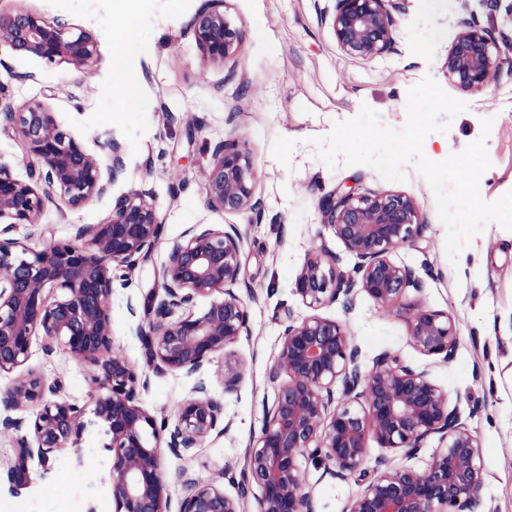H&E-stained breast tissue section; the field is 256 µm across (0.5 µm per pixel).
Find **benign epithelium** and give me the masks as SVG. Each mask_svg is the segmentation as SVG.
<instances>
[{"mask_svg":"<svg viewBox=\"0 0 512 512\" xmlns=\"http://www.w3.org/2000/svg\"><path fill=\"white\" fill-rule=\"evenodd\" d=\"M406 0H334L323 8L338 47L349 58L372 60L395 44L393 13ZM192 34L205 60L223 64L240 56L244 31L226 10V0H207L192 22ZM0 41L18 56L47 64L66 62L77 69L97 53L94 35L64 23H49L30 9L0 12ZM487 32L468 19L448 46L444 63L448 83L464 93L481 91L495 78L500 62ZM17 133L31 158V181H20L0 167V220L35 224L44 201L57 196L69 209L80 208L107 189L103 174L115 180L123 167L121 146L103 150L112 164L90 153L58 127L43 103L0 107V132ZM255 172L239 144L226 141L213 152L204 173L207 205L226 214L254 209ZM322 224L357 263L359 290L377 305L389 307L418 287L413 271L390 253L420 239L424 221L417 202L400 192L360 194L339 187L319 201ZM162 232L155 207L131 190L115 199L99 224H84L77 242H52L32 252L12 239H0V372L20 370L0 391L7 409H30L33 419L8 462L19 486L28 484V461L38 454L47 463L58 449L75 442L84 428L83 410L64 399L25 367L32 337L42 332L59 339L79 361L94 367V410L109 443V481L115 512H169L164 479L165 450L194 448L227 430L224 407L204 388L179 406L173 428L140 405L146 382L128 359L110 355L112 344V266L128 271L152 258ZM242 237L234 224L221 229L191 228L174 243L162 267L163 295L153 307L146 337V358L158 368L187 374L250 334L248 307L236 292L241 281ZM295 290L313 313L286 325L274 377L281 378L274 401L265 410L261 432L245 453L237 495L217 479H188L190 492L179 512H242L241 499L257 487L256 512H312L306 489V462H326L339 479L365 483L344 512H474L484 480L480 439L455 410L448 392L423 370L389 352L377 355L364 371L352 338L338 321L318 310L352 284L336 274L326 250L307 257ZM220 293L201 314L174 319L172 313L199 296ZM409 338L427 356L452 357L458 333L448 314L416 308L409 317ZM342 384V396L333 388ZM154 443H149L147 431ZM442 442L424 469L392 466L381 459L376 473L363 468L369 441L413 459L425 441Z\"/></svg>","mask_w":512,"mask_h":512,"instance_id":"obj_1","label":"benign epithelium"}]
</instances>
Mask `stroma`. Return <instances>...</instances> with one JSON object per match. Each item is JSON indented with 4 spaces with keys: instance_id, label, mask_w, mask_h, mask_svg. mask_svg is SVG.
Masks as SVG:
<instances>
[{
    "instance_id": "obj_1",
    "label": "stroma",
    "mask_w": 512,
    "mask_h": 512,
    "mask_svg": "<svg viewBox=\"0 0 512 512\" xmlns=\"http://www.w3.org/2000/svg\"><path fill=\"white\" fill-rule=\"evenodd\" d=\"M203 3L0 0L1 12L24 7L48 22L89 30L97 40L96 56L79 70L64 62L16 57L0 44V80L8 84L0 100L46 104L59 128L90 152L112 140L124 149V167L104 195L75 210L46 200L38 223L7 225L5 238L40 251L49 243L72 240L80 225L101 223L118 196L133 189L145 192L163 231L149 262L130 272H112L113 344L146 377L140 400L155 419L175 421L180 402L202 385L223 403L231 422L222 437L178 456L165 454L170 512H179L187 494L186 486L173 479L181 469L200 479L224 475L225 491L236 494L232 479L275 397L270 369L286 319L309 313L295 292L306 255L327 248L337 273L352 277L356 259L325 229L318 208L323 195L342 185L362 194L397 191L416 199L426 224L423 235L390 258L412 268L421 286L408 290L392 308L359 293L352 306L330 302L321 315L346 326L362 367L390 351L427 371L447 391L451 407L484 450L478 512H512V231L487 225L457 263H450L433 190L413 165L404 166L405 181L389 182L363 164L328 167L310 143L365 105L381 114L385 126L402 128L408 118L407 89L429 74L467 105L447 132L431 134V142H444L449 153L461 152L480 136L482 119L492 118V165L483 175L482 197L493 202L512 191V0H407L404 11L394 15V51L372 61L340 51L320 20L318 0H228V12L243 26L244 42L240 57L222 65L205 61L191 33ZM464 18L488 31L502 61L494 82L474 93L450 86L443 69ZM129 24L135 25L138 40L127 54V68L138 77L140 92L121 103L120 79L112 74L113 39ZM225 140L238 142L254 166L256 210L226 214L206 203L203 171L215 145ZM194 224H233L242 236L238 292L248 306L251 333L234 347L246 368L238 388L229 393L223 354L192 374L155 369L144 357V310L163 294L158 271L172 244ZM414 307L452 316L459 342L451 360L412 346L408 317ZM28 364L47 380H62L63 396L83 409L85 426L76 444L55 452L49 463L32 457V481L23 487L7 473L20 433L0 429V512H113L110 459L103 449L107 437L92 414V366L41 335L32 339ZM305 478L313 489L314 512H343L362 489L311 466Z\"/></svg>"
}]
</instances>
